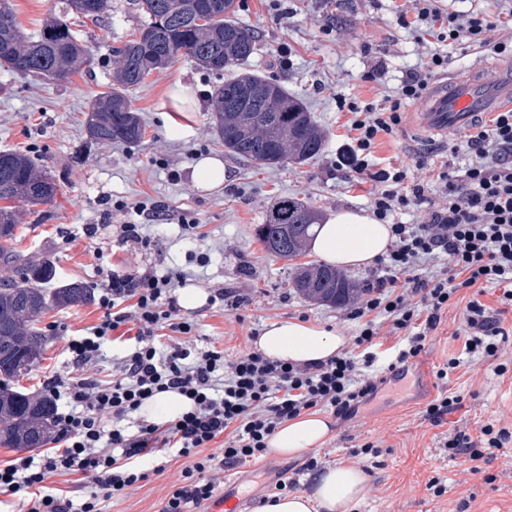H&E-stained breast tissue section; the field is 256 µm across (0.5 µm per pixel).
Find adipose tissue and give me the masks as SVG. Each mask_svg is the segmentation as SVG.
Here are the masks:
<instances>
[{"label":"adipose tissue","mask_w":512,"mask_h":512,"mask_svg":"<svg viewBox=\"0 0 512 512\" xmlns=\"http://www.w3.org/2000/svg\"><path fill=\"white\" fill-rule=\"evenodd\" d=\"M392 240L389 225L364 211L339 209L321 224L310 243L322 261L347 268L371 266L388 249ZM347 339L341 333L298 319L268 323L255 336V351L272 360L314 364L341 352ZM331 434L327 420L306 413L281 424L269 446L285 456H299L324 445ZM367 491V478L353 465L329 467L315 477L312 492L277 494L263 502L258 512H350Z\"/></svg>","instance_id":"obj_1"}]
</instances>
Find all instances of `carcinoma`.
I'll use <instances>...</instances> for the list:
<instances>
[{
	"instance_id": "1",
	"label": "carcinoma",
	"mask_w": 512,
	"mask_h": 512,
	"mask_svg": "<svg viewBox=\"0 0 512 512\" xmlns=\"http://www.w3.org/2000/svg\"><path fill=\"white\" fill-rule=\"evenodd\" d=\"M67 13L47 21L34 36L16 21L11 0H0V66L23 76L67 82L93 55L75 34L68 14L99 20L107 0H66ZM145 17L139 34L117 51L110 90L96 99L86 119V135L94 144L135 143L144 129L124 90L140 84L183 55L206 69L222 73L249 61L257 35L234 19L235 0H136ZM263 90L250 104L242 93ZM211 128L231 156L263 165L302 164L319 156L327 134L303 101L284 87L250 71L224 81L214 90ZM57 184L30 157L0 151V447L39 448L55 432L50 400L16 390L14 381L42 359L48 337L36 326L51 308L88 305L94 290L82 282L54 284L56 271L37 255L14 250L21 212L51 204ZM320 216L297 197H280L258 226V240L276 257L291 259L313 237ZM295 291L331 307L354 302L361 289L348 274L328 266L297 272Z\"/></svg>"
}]
</instances>
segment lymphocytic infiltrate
<instances>
[{"mask_svg":"<svg viewBox=\"0 0 512 512\" xmlns=\"http://www.w3.org/2000/svg\"><path fill=\"white\" fill-rule=\"evenodd\" d=\"M407 2L397 24L417 40L433 35L512 56V10L491 15L474 8L461 15L440 0ZM447 67L446 57L429 53L406 72L389 103L337 100L350 114L352 135L338 148L336 167L350 178L374 181L372 213L390 222L393 236L363 297L346 313L357 325L349 349L303 366L255 351L231 359L216 348L202 351L190 341L196 322L183 315L176 295L188 279L185 270H107L98 323L67 337V363L43 384L45 395L62 407L56 445L0 465V493L17 497L24 512H100L101 502L163 472L174 454L186 465L161 512H195L214 495L215 464L265 456L279 425L307 411L354 413L378 390L372 367L385 357L393 372L417 357L461 289L496 286L500 304L512 307V110L474 125L453 145V152L471 157L463 174L449 175L420 153L408 164L373 166L377 136L392 134L403 104L422 97ZM423 169L428 178H420ZM409 212L419 213L420 221L399 222ZM435 261L442 262L441 273L420 274ZM463 319L465 354L498 359L507 337L494 311L474 296ZM166 329L172 333L167 343ZM384 330L397 337L396 345L383 347ZM114 345L123 354L111 374L99 377L94 366ZM169 390L189 400L186 413L163 423L140 417L146 402ZM220 437L225 444L219 454L209 453ZM509 443L512 429L488 423L473 435L455 433L448 448L477 474ZM58 475L70 477L69 489L49 487Z\"/></svg>","mask_w":512,"mask_h":512,"instance_id":"lymphocytic-infiltrate-1","label":"lymphocytic infiltrate"}]
</instances>
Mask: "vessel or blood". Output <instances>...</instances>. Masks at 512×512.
I'll return each mask as SVG.
<instances>
[{
	"label": "vessel or blood",
	"instance_id": "vessel-or-blood-1",
	"mask_svg": "<svg viewBox=\"0 0 512 512\" xmlns=\"http://www.w3.org/2000/svg\"><path fill=\"white\" fill-rule=\"evenodd\" d=\"M512 107V63L486 69L476 65L463 74L433 82L426 107L415 117L414 126L437 133L448 127L467 128L481 112ZM236 481H228L224 492L210 505L209 512H240Z\"/></svg>",
	"mask_w": 512,
	"mask_h": 512
}]
</instances>
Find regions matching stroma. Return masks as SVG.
I'll return each instance as SVG.
<instances>
[{
	"label": "stroma",
	"instance_id": "1",
	"mask_svg": "<svg viewBox=\"0 0 512 512\" xmlns=\"http://www.w3.org/2000/svg\"><path fill=\"white\" fill-rule=\"evenodd\" d=\"M406 0H236L238 22L254 29L258 46L250 69L285 86L311 110L329 133L324 152L304 164L265 166L228 156L209 127L212 93L221 75L198 64L177 59L128 90L130 103L144 127L134 144H88L84 121L100 92L112 83L115 51L134 38L144 22L134 0H112V12L98 23L83 26L81 36L95 55L91 69L74 74L69 83L32 80L0 68V150L10 149L46 165L59 185L55 202L40 213L25 215L18 233L19 249L38 250L50 260L61 282L83 281L100 288L97 269L115 266L130 272L149 267L181 268L193 272L190 287L212 294L221 288L243 297L239 308L202 305L193 309L199 347H216L234 356L252 347V334L266 323L297 318L353 336L355 326L341 308L311 302L292 288L297 267L315 263L312 252L293 259L267 254L256 236L258 224L273 202L298 197L320 216L339 209H368L365 191L351 188L336 171V151L345 142L347 113L338 110L337 96L350 101L382 103L394 95L403 74L425 52L447 56L452 71L468 68L484 49L432 41L417 42L396 23L395 9ZM16 20L27 33H37L51 16L64 12V0H12ZM288 49V66L278 61ZM377 78L366 81L367 73ZM189 135H176L178 126ZM462 138L451 128L439 134L402 124L394 133L379 135L375 161L399 164L418 152H442L449 171L464 169V156L450 147ZM223 159L227 178L220 191L196 189L193 166L202 156ZM141 201L162 208L172 222L195 218L198 240H177L170 225L159 226L160 242L144 252L119 242L116 227L136 221V214L113 215V202ZM101 225L96 258L83 241L67 243L66 232L82 225ZM205 253L208 266H190L189 252ZM473 294L461 290L429 336L418 357L425 363L432 391L421 394L414 381L388 377L386 384L361 404L354 415L331 417L328 442L299 457L275 453L211 473L216 483L241 478V491L250 501L246 512H257L272 496L277 482L296 480L297 491L310 490L318 468L336 464L358 466L368 480L365 498L352 512H512V443L497 450L481 473L465 472L459 457L448 449L458 430L475 431L486 423H512V339L498 362L462 361L447 379L436 376L464 345L463 313ZM97 304L54 309L39 323L42 331L56 329L40 364L18 385L41 393L46 376L64 359L63 330L97 322ZM459 395L462 407L448 413L437 426L424 418L433 396ZM374 450L363 453V445ZM185 466L176 458L159 474H150L140 487L104 502L103 512H161L166 494Z\"/></svg>",
	"mask_w": 512,
	"mask_h": 512
}]
</instances>
